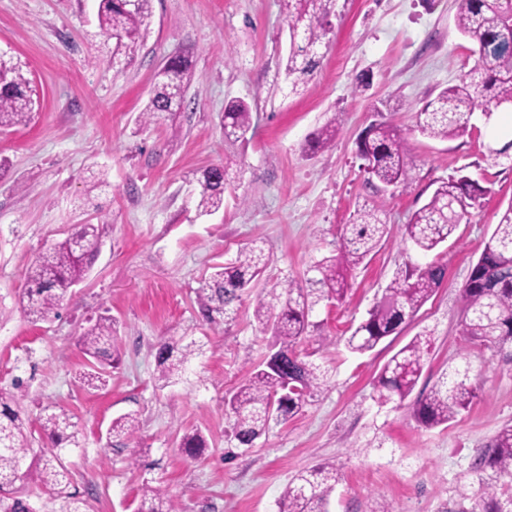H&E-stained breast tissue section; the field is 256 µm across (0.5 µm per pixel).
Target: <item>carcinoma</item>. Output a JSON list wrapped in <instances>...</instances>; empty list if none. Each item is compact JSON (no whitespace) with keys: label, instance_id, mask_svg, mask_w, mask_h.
<instances>
[{"label":"carcinoma","instance_id":"cac0c4a2","mask_svg":"<svg viewBox=\"0 0 512 512\" xmlns=\"http://www.w3.org/2000/svg\"><path fill=\"white\" fill-rule=\"evenodd\" d=\"M286 15L290 51L284 66L285 82L293 93L307 83L322 59L331 33L333 0H281ZM151 15L150 0H99L100 27L115 40V51L133 52L141 43ZM459 33L475 46V65L461 81L441 90L417 112V128L432 139L448 140L472 129L474 112L483 107L512 105V0H462L456 16ZM192 61L187 54L170 57L156 74L153 95L141 119L146 124L168 120L182 111L191 83ZM34 102L29 80L16 65L0 67V129L27 125ZM253 129V112L240 99L224 106V141L247 139ZM336 139V122L313 134L309 147L324 150ZM369 179L383 187H406L412 179L406 140L400 130L385 120H375L357 142ZM236 181L227 167L212 165L196 177V208L211 215L224 208V192ZM490 188L467 175L443 180L429 200L405 225V238L426 254L448 241L456 228L481 206ZM388 224L378 209H360L346 225L339 252L315 265L320 274L318 299H339L347 286V272L364 262L385 241ZM102 242L95 224H74L67 236L42 252L26 271V285L19 298L20 309L33 323L48 320L62 305L69 289L89 272ZM270 253L259 245L243 249L235 260L216 265L197 289L203 319H233L242 293L262 277ZM443 264L406 263L400 266L381 298L347 338L357 353L373 350L383 339L399 333L441 287ZM462 336L470 342L492 343L498 349L512 348V204L502 214L472 264L468 279L459 290ZM316 302L309 300L293 279H284L257 294L253 317L271 332L274 352L225 401L233 418L234 439L243 446L284 424L319 391L326 379L321 366L305 361L296 350L310 326ZM434 332L414 336L383 365L375 385L374 401L380 406L403 405L412 394L431 352ZM85 355L98 364L114 363L116 341L112 319L101 317L81 336ZM196 342L160 344L156 382L161 388L180 380L193 356ZM476 397L470 381V365H450L431 389L408 404L410 416L426 428L446 426L469 409ZM15 396L0 393V512H38L27 487L37 486L53 504L50 512H87L88 504L69 490L68 470L56 455L30 458L25 420L12 408ZM41 431L55 445L76 438V425L64 409L39 419ZM138 420L125 414L112 421L109 434L131 438ZM186 455L196 457L205 448L197 433L181 441ZM477 471L490 469L498 477L512 479V425L502 427L487 443L474 463ZM338 482L336 466L322 463L288 482L280 512H327L326 505ZM138 512H179L178 506L160 488L143 490ZM471 512H512V495L506 499L495 484H487Z\"/></svg>","mask_w":512,"mask_h":512}]
</instances>
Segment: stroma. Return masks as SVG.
<instances>
[{
	"mask_svg": "<svg viewBox=\"0 0 512 512\" xmlns=\"http://www.w3.org/2000/svg\"><path fill=\"white\" fill-rule=\"evenodd\" d=\"M459 2L336 0L321 64L291 95L279 0H151L129 59L114 56L97 0H0V59L21 67L38 104L32 123L0 131V391L17 395L42 453L52 446L40 417L58 407L73 416L79 443L61 456L90 512H136L147 484L165 489L181 512H279L288 481L325 462L339 474L328 512H470L480 494L472 464L512 424V354L464 339L458 294L512 203V160L489 155L512 142V107L476 111L471 132L448 141L417 130V111L476 61L456 28ZM180 52L193 60L187 107L140 124L155 73ZM233 98L254 101L257 112L243 145L224 140ZM378 110L407 141L408 187L369 183L357 154ZM331 121L334 147L306 155L307 139ZM227 162L239 172L235 190L225 192L223 211L199 215L195 172ZM461 174L491 194L439 249L417 252L404 241L405 224L439 181ZM365 206L385 211L387 242L352 271L343 299L314 307L298 347L326 370L325 385L253 447H236L224 399L258 368L271 337L253 318L250 294L236 321L205 324L202 279L260 238L271 259L259 288L292 278L312 290L317 262L337 254ZM74 224L101 225L102 250L57 315L30 323L18 306L26 270ZM430 260L445 266V281L413 320L372 352H350V327L399 265ZM103 315L115 321L120 363L93 389L80 381L87 366L78 338ZM426 328L434 346L416 393L464 360L477 389L467 411L432 429L372 399L385 361ZM178 339L200 351L178 383L158 388L157 348ZM132 412L134 440L110 437L113 419ZM196 431L208 446L190 459L179 444Z\"/></svg>",
	"mask_w": 512,
	"mask_h": 512,
	"instance_id": "1",
	"label": "stroma"
}]
</instances>
